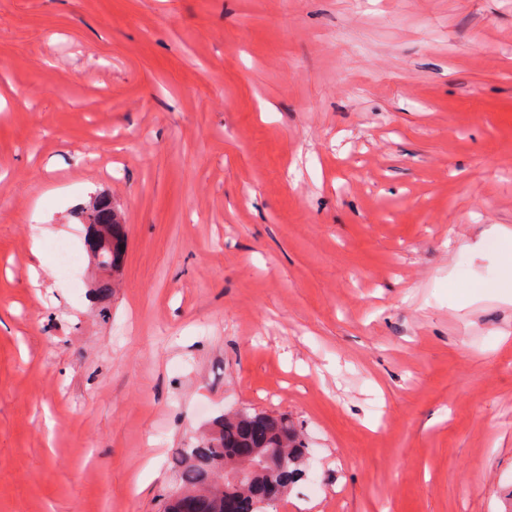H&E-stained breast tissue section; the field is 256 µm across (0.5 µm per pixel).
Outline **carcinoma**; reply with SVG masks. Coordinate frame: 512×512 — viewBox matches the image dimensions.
<instances>
[{
    "label": "carcinoma",
    "mask_w": 512,
    "mask_h": 512,
    "mask_svg": "<svg viewBox=\"0 0 512 512\" xmlns=\"http://www.w3.org/2000/svg\"><path fill=\"white\" fill-rule=\"evenodd\" d=\"M87 219L92 228L112 224V251L104 249L101 254L104 263L119 266L125 238L122 225L111 223L109 201L97 199ZM251 446L261 449L266 461L242 481L247 497H253L270 483L290 485L301 475L306 448L288 418L248 410L228 414L214 423L211 434L202 443L178 449L174 462L179 486L169 497L166 512H181L185 503L191 512H224L225 491L233 490L232 484L223 480L224 461L230 459L233 450Z\"/></svg>",
    "instance_id": "1"
}]
</instances>
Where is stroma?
<instances>
[{"label":"stroma","mask_w":512,"mask_h":512,"mask_svg":"<svg viewBox=\"0 0 512 512\" xmlns=\"http://www.w3.org/2000/svg\"><path fill=\"white\" fill-rule=\"evenodd\" d=\"M497 224L512 0H0V512H162L244 409L277 512H512ZM109 201L107 199L98 198L96 204L87 215L88 224L91 228L99 225L112 224V256L106 249L101 251L104 257L103 262L108 264L112 259V268L118 267L124 255L125 238L122 232V224H115L111 222V212L109 211ZM260 420L265 428L266 440L253 441L251 428ZM252 444V445H251ZM264 448L261 454L266 461L258 471L245 476L243 471H232L229 480L246 487L248 500L270 483L290 486L302 473L306 449L294 425L287 417H273L243 410V414L224 415L214 423V428L195 448L178 449L174 462L178 468L179 486L169 497L166 512H181L180 507L189 503L193 512H237L236 503L224 500V486L233 491L230 482L225 483L224 460L231 459L236 448ZM225 471V469H224ZM219 476L222 480L216 479ZM245 477V478H244Z\"/></svg>","instance_id":"1"}]
</instances>
